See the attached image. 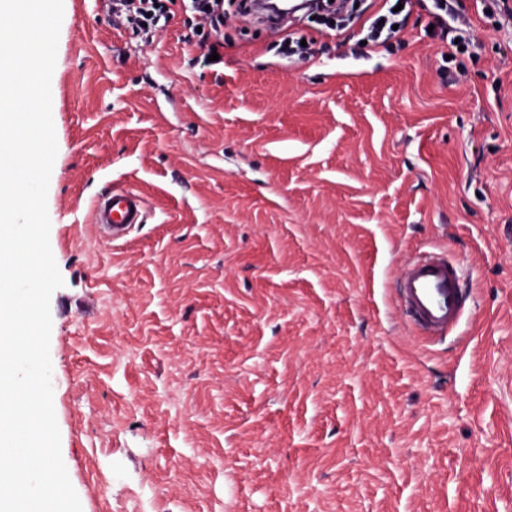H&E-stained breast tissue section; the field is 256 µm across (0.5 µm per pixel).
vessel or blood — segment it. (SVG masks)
I'll use <instances>...</instances> for the list:
<instances>
[{
    "instance_id": "obj_1",
    "label": "vessel or blood",
    "mask_w": 512,
    "mask_h": 512,
    "mask_svg": "<svg viewBox=\"0 0 512 512\" xmlns=\"http://www.w3.org/2000/svg\"><path fill=\"white\" fill-rule=\"evenodd\" d=\"M145 217V203L132 189H112L94 207L95 223L113 239L123 236L133 225L143 223ZM399 298L414 325L423 329L432 341L446 338L463 314L457 268L442 253L423 255L406 265Z\"/></svg>"
}]
</instances>
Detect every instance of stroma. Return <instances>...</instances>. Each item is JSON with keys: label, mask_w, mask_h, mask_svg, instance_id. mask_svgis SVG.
I'll return each mask as SVG.
<instances>
[{"label": "stroma", "mask_w": 512, "mask_h": 512, "mask_svg": "<svg viewBox=\"0 0 512 512\" xmlns=\"http://www.w3.org/2000/svg\"><path fill=\"white\" fill-rule=\"evenodd\" d=\"M196 16L153 37L64 0L47 208L53 405L82 512H512V22L443 58L415 0L400 35ZM145 223L108 243L94 202ZM446 251L467 296L427 344L403 263ZM94 224H99L112 239L123 236L134 224H142L146 207L139 193L114 188L99 198L94 207Z\"/></svg>", "instance_id": "1"}]
</instances>
